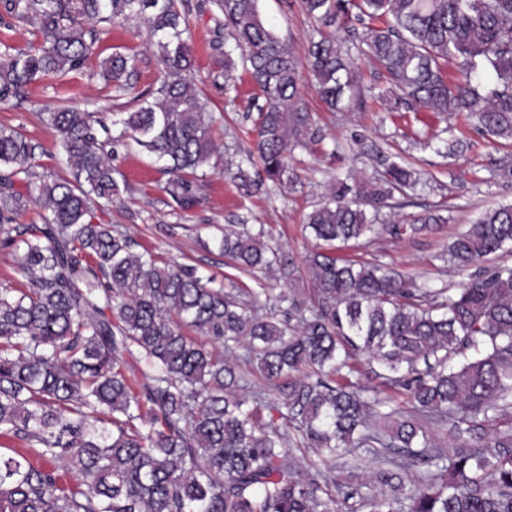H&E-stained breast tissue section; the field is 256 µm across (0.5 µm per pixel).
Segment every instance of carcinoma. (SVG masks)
<instances>
[{
    "label": "carcinoma",
    "mask_w": 512,
    "mask_h": 512,
    "mask_svg": "<svg viewBox=\"0 0 512 512\" xmlns=\"http://www.w3.org/2000/svg\"><path fill=\"white\" fill-rule=\"evenodd\" d=\"M7 2L16 18L39 24V42L0 44V102L82 69L100 32L131 20L147 27L160 76L136 110L117 113V136L90 112L42 113L67 156L63 181L36 172V145L0 126V234L13 241L10 222L29 203L44 210L42 223L19 231V272L31 288L0 290V434L28 445L0 453V512H342L351 495L327 476L301 475L288 452L326 463L353 448L374 449L382 464L395 450L421 465L410 486L362 498L369 512H512V268L469 274L450 293L418 288L380 263L314 251L313 306L280 295L262 315L267 289L204 279L134 251L133 239L94 222L91 208L120 192L115 147L129 137L168 162L166 192L182 209L201 202L197 170L215 154L214 117L194 90L190 14L181 0ZM207 2L216 9L210 48L227 58L239 51L262 99L260 168L251 175L240 162L233 178L246 193L292 184L289 158L308 128L297 61L258 0ZM301 4L325 27L365 25L352 49L334 37L309 43L314 90L331 109L360 90L359 65L372 60L388 77L389 111L450 113L489 143L512 140V0ZM99 67L115 91L131 84L129 57L115 53ZM361 152L377 177L336 179L306 217L305 228L329 246L374 234L394 193L418 182L392 154ZM443 222L427 213L387 231L401 237ZM267 237L262 226L227 225L220 249L258 282L294 279L288 251ZM508 252L512 203L479 214L448 245L459 272ZM129 360L142 377L136 389L122 371ZM244 365L281 399L249 383ZM371 373L405 392L412 412L352 381ZM446 422L456 445L444 453L429 424ZM58 468L75 484H60Z\"/></svg>",
    "instance_id": "cac0c4a2"
}]
</instances>
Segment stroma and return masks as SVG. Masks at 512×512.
<instances>
[{
    "instance_id": "stroma-1",
    "label": "stroma",
    "mask_w": 512,
    "mask_h": 512,
    "mask_svg": "<svg viewBox=\"0 0 512 512\" xmlns=\"http://www.w3.org/2000/svg\"><path fill=\"white\" fill-rule=\"evenodd\" d=\"M200 2L186 0L196 57L195 86L208 98L211 111L222 116L213 134L221 151L199 180L201 203L180 209L165 190L169 179L165 162L130 141L119 146L112 158L120 195L97 210L98 220L119 226L139 249L151 251L161 261L195 267L205 278L230 277L251 288L253 278L231 268L218 247L224 225L265 226L271 229L274 242L284 244L296 258L305 257L316 246L304 230L305 218L337 176L349 170L367 178L373 175L369 159L357 153L356 142L361 139L389 147L411 163L425 182L399 209L401 223L428 211L441 214L444 221L407 238L384 232L369 240L340 244L336 256L382 263L433 288L455 287L459 277L444 261L445 249L478 211L512 202V141L502 139L490 145L473 130L460 127L455 135L465 145L461 155L446 156L421 147L415 141L416 132L441 130L444 118L425 110L404 116L387 112L379 97L387 85L386 75L376 63L365 62L360 70L361 94L346 111L329 110L312 87H305L299 107L308 115L309 130L305 146L297 148L290 160L297 175L295 184L244 195L224 169L226 160L241 161L253 148L257 91L242 69L227 70L223 54L209 48L214 21L210 11L200 10ZM258 8L297 60H304L319 26L303 12L300 0H259ZM115 52L134 58L132 86L123 92L115 91L99 74V60ZM158 76L146 29L133 22L102 32L94 57L82 70L32 85L23 102L1 103L0 126L21 129L36 143L38 172L63 177L66 155L57 132L42 122L41 112L69 106L108 123L114 113L134 111L139 95L157 87ZM415 470L407 457L381 465L356 448L337 459L332 475L342 490L368 496L383 489L386 478L407 481Z\"/></svg>"
}]
</instances>
